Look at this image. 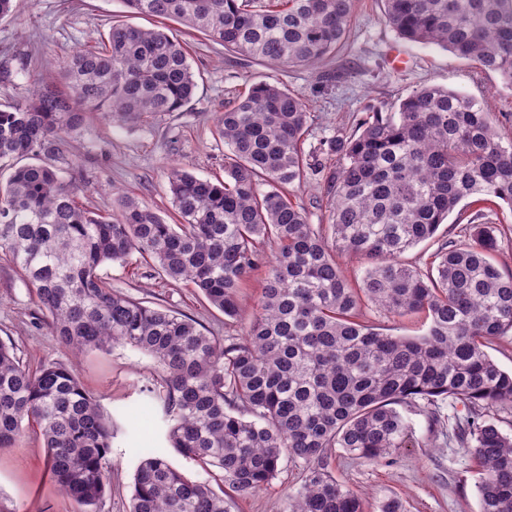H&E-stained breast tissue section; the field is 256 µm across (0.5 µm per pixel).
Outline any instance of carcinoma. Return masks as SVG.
Returning a JSON list of instances; mask_svg holds the SVG:
<instances>
[{
  "label": "carcinoma",
  "instance_id": "obj_1",
  "mask_svg": "<svg viewBox=\"0 0 512 512\" xmlns=\"http://www.w3.org/2000/svg\"><path fill=\"white\" fill-rule=\"evenodd\" d=\"M402 38L436 45L512 84V0H382ZM133 14L175 20L269 69L224 111V179L173 165L167 178L178 223L119 195L93 213L78 186L43 156L87 115L142 125L179 111L195 73L178 35L125 23L67 61V90L32 85L0 105V256L20 270L43 323L73 353L129 345L163 374L167 438L180 454L218 468L240 495L275 478L282 458L302 467L283 512H363L328 470L331 450L378 462L405 445L398 407L462 403L457 447L479 470V512H512V436L490 410L512 407V372L486 348L512 330V271L492 257L498 224H473L469 241H444L421 270L403 255L432 239L462 201L512 209V138L491 109L455 90L425 86L393 112L372 105L355 128L305 153L314 121L279 75L315 68L343 46L353 0H124ZM336 159V166L327 161ZM28 163L23 164L21 160ZM319 174L332 201L328 229L308 222L289 189ZM275 252L267 257L264 245ZM149 258L196 288L224 316H239L246 278L265 285L244 335L215 336L192 318L152 308L109 286L107 263ZM367 260L360 282L336 255ZM387 318L423 313L425 333H385L360 319L362 304ZM38 426L52 479L74 512H94L112 473V421L74 371L34 370L0 341V449ZM129 512H230L205 481L161 454L136 468Z\"/></svg>",
  "mask_w": 512,
  "mask_h": 512
}]
</instances>
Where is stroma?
<instances>
[{
	"mask_svg": "<svg viewBox=\"0 0 512 512\" xmlns=\"http://www.w3.org/2000/svg\"><path fill=\"white\" fill-rule=\"evenodd\" d=\"M152 27L157 18L130 13L124 0H21L14 16L0 20V104L25 95L30 84L63 86V66L85 46L106 38L113 22ZM196 74L197 88L178 112L155 122L126 127L90 117L78 133L64 136L52 163L65 178H76L80 201L89 210L107 214L120 189L173 219L167 170L178 165L197 177H224V144L215 134L225 109L233 107L267 70L245 57L192 32L181 33ZM407 60L403 69L394 56ZM341 71L342 79L319 82L313 68L291 67L282 80L304 98L316 116L304 143L313 151L321 138L339 128H354L367 103L391 107L417 88L439 85L487 103L503 135L512 134V88L446 50L398 36L386 23L382 0H356L344 47L323 64ZM471 208L450 215L435 239L404 255L407 263L427 268L440 243L467 241ZM106 281L151 307L187 315L217 336H238L248 323L264 285L265 272L251 274L238 295V320L221 311L182 281H175L149 260L109 263ZM38 310L31 288L13 264L0 259V340L12 343L23 365L34 368L54 360L75 368L85 389L111 414V487L96 512H129L138 458L150 449L193 480H208L216 492L225 486L218 469H203L171 448L165 438L161 409L153 393L160 388L161 367L129 346L91 350L81 357L59 343L45 326L36 325ZM461 404L441 405V425L433 427L421 412H407L411 437L405 447L371 463L332 451L329 469L338 481L363 496L364 512H381L390 498L402 512H479L478 470L474 460L451 443L452 426ZM302 469L282 460L275 478L257 493L237 498L233 512H282L288 492L300 484ZM73 504L51 481L38 433H27L16 448L0 450V512H72Z\"/></svg>",
	"mask_w": 512,
	"mask_h": 512,
	"instance_id": "obj_1",
	"label": "stroma"
}]
</instances>
